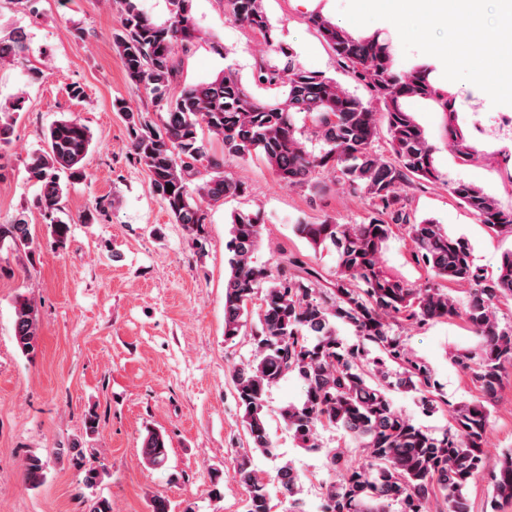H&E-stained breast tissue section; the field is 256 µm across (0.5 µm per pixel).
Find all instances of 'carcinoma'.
Listing matches in <instances>:
<instances>
[{
	"instance_id": "cac0c4a2",
	"label": "carcinoma",
	"mask_w": 512,
	"mask_h": 512,
	"mask_svg": "<svg viewBox=\"0 0 512 512\" xmlns=\"http://www.w3.org/2000/svg\"><path fill=\"white\" fill-rule=\"evenodd\" d=\"M122 26L113 37L129 80L151 97L157 119L147 112L118 107L130 132V150L146 169L149 191L166 207L174 222L190 233L207 224L210 207L242 195L245 184L224 175L227 160L262 159L287 187L311 184L321 169L337 171V181L363 195L372 207L360 224L299 221L294 234L316 252L332 254L335 279L324 285L322 275L296 256H286L276 270L252 264L262 224L258 215L231 214L227 249L230 273L224 293V341L251 336L255 358L233 371L232 382L251 448L273 455L266 426V390L294 376L305 386V398L289 404L280 415L300 447L318 450L317 428L344 431L363 462L351 452L325 451L328 471L335 479L323 483L316 512H470L468 480L485 466L484 445L489 405L497 397L505 365L512 364V326L500 324L495 302L512 299V251L501 257L498 274L481 273L463 238L445 231L433 218L417 219L407 209L403 187L417 179L437 182L436 148L410 111L407 100L418 98L448 113V140L464 163L475 152L458 123L455 95L433 85L434 68L414 63L396 68L390 42L377 32L366 38L350 35L320 13L310 17L321 38L357 81L379 101L376 111L356 94L324 73L309 70L294 52L274 45L272 24L262 0H224L225 13L248 28L284 60L262 56L255 82L275 89L264 98L249 89L232 68L205 81L186 84L172 100L168 91L176 79L175 48L198 38L192 0H168L170 19L156 24L139 0H117ZM25 35L16 30L0 38V67L22 59ZM24 100L0 107V150L12 142L13 125ZM386 123L389 155L374 149L378 117ZM311 125H298V120ZM222 142L212 150L202 131ZM48 149L30 157L28 180L40 186L36 208L49 218L52 246L63 248L70 226L54 216L67 184L84 178L83 160L92 136L76 119L50 126ZM195 187H190V184ZM172 191H167V186ZM450 194L483 224L512 237V208L504 209L482 187L457 182ZM404 228L414 254L434 278L411 288L388 275L382 253L392 226ZM33 244L29 224L17 218L0 224V248L16 250ZM267 287H261V284ZM469 284L463 307L448 294L446 284ZM464 319L478 342L452 354L455 365L467 372L483 400L452 407V425L437 434L400 411L389 392L404 389L421 395L423 411L434 414L449 406L437 393L428 365L411 356L393 325L425 324L450 317ZM352 329L358 344L347 345L338 325ZM13 336L18 349L32 358L40 346L35 302L20 296L13 306ZM398 370L390 372L388 365ZM71 460L84 469L85 481L97 483L100 472L84 449H69ZM145 463L165 465V435L148 429L142 442ZM23 476L32 488L45 480V463L32 455ZM235 478L246 490L245 512H272L268 482L243 455ZM492 504L512 502V450L504 453L491 476ZM277 492L288 500L289 512H311L300 493V475L293 464L281 466L274 478Z\"/></svg>"
}]
</instances>
